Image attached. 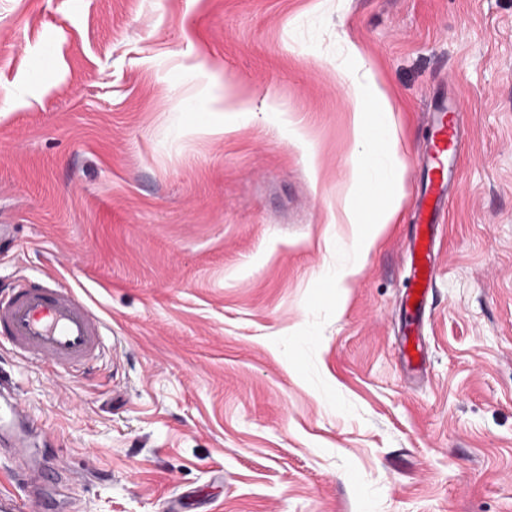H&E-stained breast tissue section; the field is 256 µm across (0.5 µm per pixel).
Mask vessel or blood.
<instances>
[{"label":"vessel or blood","instance_id":"obj_1","mask_svg":"<svg viewBox=\"0 0 512 512\" xmlns=\"http://www.w3.org/2000/svg\"><path fill=\"white\" fill-rule=\"evenodd\" d=\"M465 115L438 104L433 114L431 134L423 146L428 185L415 211L416 236L410 244L411 285H432L435 274V236L440 220L448 211L451 177L446 164L456 157ZM103 318L90 301L74 287L58 278L41 284L19 279L10 295L0 299V339L15 354L35 363L64 371H75L95 362L105 350ZM403 362L417 376L426 373L422 344L402 338ZM34 419L0 392V456L14 459L9 471L11 487L0 492V512H49L48 501L31 497L35 485L53 482L50 469L25 465L33 436Z\"/></svg>","mask_w":512,"mask_h":512}]
</instances>
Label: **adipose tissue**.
I'll return each mask as SVG.
<instances>
[{
  "mask_svg": "<svg viewBox=\"0 0 512 512\" xmlns=\"http://www.w3.org/2000/svg\"><path fill=\"white\" fill-rule=\"evenodd\" d=\"M339 70L348 84L352 112V132L356 145L368 147L369 154L351 187L361 202L343 209L341 223L356 227L357 249L367 253L383 225L392 223L402 187L393 124V105L387 90L372 70L365 68L359 46L345 41Z\"/></svg>",
  "mask_w": 512,
  "mask_h": 512,
  "instance_id": "ef3b65f1",
  "label": "adipose tissue"
}]
</instances>
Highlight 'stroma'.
I'll return each mask as SVG.
<instances>
[{
	"mask_svg": "<svg viewBox=\"0 0 512 512\" xmlns=\"http://www.w3.org/2000/svg\"><path fill=\"white\" fill-rule=\"evenodd\" d=\"M356 41L403 158L345 288ZM460 187L399 342L435 99ZM0 289L59 275L112 329L56 375L0 345L69 512H512V0H0ZM410 345H414L413 351H410ZM400 353L401 359L407 367L417 376L424 377L426 373L425 358L423 345L419 338L415 337L413 341H410L408 336H404L400 344Z\"/></svg>",
	"mask_w": 512,
	"mask_h": 512,
	"instance_id": "35a3bbf8",
	"label": "stroma"
}]
</instances>
